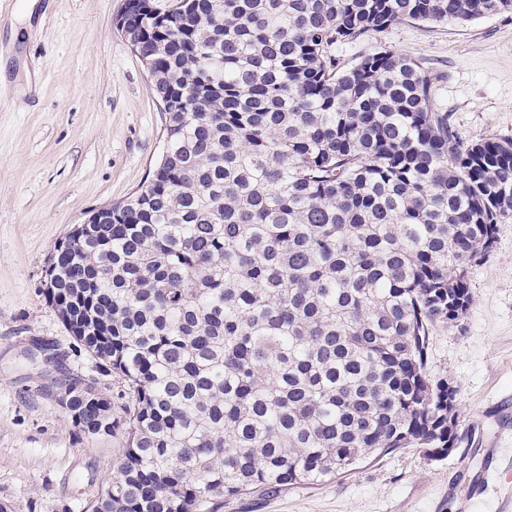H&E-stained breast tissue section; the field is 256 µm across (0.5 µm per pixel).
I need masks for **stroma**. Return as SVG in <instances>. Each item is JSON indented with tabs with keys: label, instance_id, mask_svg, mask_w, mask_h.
Here are the masks:
<instances>
[{
	"label": "stroma",
	"instance_id": "35a3bbf8",
	"mask_svg": "<svg viewBox=\"0 0 512 512\" xmlns=\"http://www.w3.org/2000/svg\"><path fill=\"white\" fill-rule=\"evenodd\" d=\"M124 0H16L0 11V502L15 512H84L116 468L122 431L86 438L57 398L59 371L104 373L44 291L58 242L157 165L165 115L139 57L115 27ZM383 49L436 76L463 144L512 139V13L465 24L399 23L336 48L345 61ZM471 304L431 339L429 370L456 391L458 445L403 448L334 480L228 496L223 512H512V218L468 271ZM62 355L43 362L37 344Z\"/></svg>",
	"mask_w": 512,
	"mask_h": 512
}]
</instances>
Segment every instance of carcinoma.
Returning a JSON list of instances; mask_svg holds the SVG:
<instances>
[{
  "label": "carcinoma",
  "mask_w": 512,
  "mask_h": 512,
  "mask_svg": "<svg viewBox=\"0 0 512 512\" xmlns=\"http://www.w3.org/2000/svg\"><path fill=\"white\" fill-rule=\"evenodd\" d=\"M512 0H181L124 26L165 113L150 179L45 289L126 386L63 377L77 435L125 448L85 512H221L400 448L448 453L429 340L512 218V140L461 144L419 60L333 46Z\"/></svg>",
  "instance_id": "carcinoma-1"
}]
</instances>
